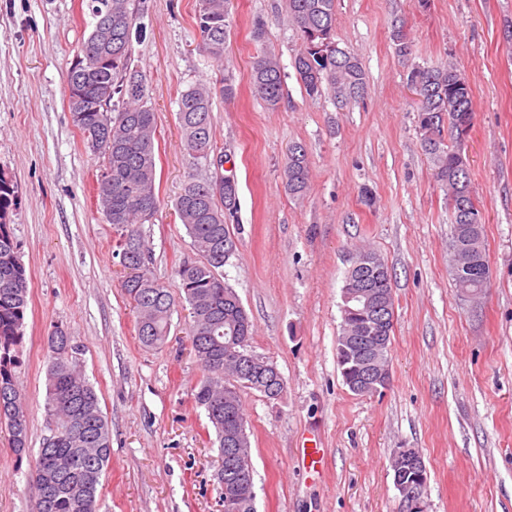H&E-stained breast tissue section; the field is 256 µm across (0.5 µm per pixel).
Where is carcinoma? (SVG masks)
Here are the masks:
<instances>
[{
  "instance_id": "carcinoma-1",
  "label": "carcinoma",
  "mask_w": 512,
  "mask_h": 512,
  "mask_svg": "<svg viewBox=\"0 0 512 512\" xmlns=\"http://www.w3.org/2000/svg\"><path fill=\"white\" fill-rule=\"evenodd\" d=\"M133 0H89L91 28L80 53L95 63L68 72V110L83 144L103 158L97 180V204L116 232L118 253L145 274L123 279V288L136 315L141 344L160 348L169 337L175 299L152 276L151 256L140 225L151 220L159 204L156 193L155 112L146 77L132 68L131 44L137 16ZM303 49L293 61L297 79L310 96L328 90L338 108L358 101L365 93V73L357 54L336 41V0H288ZM233 0H199L196 28L208 56L223 71L224 47ZM396 56L409 62L411 40L405 26L392 30ZM452 63L408 68L407 85L415 92L417 125L425 153L438 184L468 208L470 221L451 211L449 251L457 291L477 296L489 287L491 270L483 248L485 218L475 206L468 170L456 166L462 151L457 123L474 119L470 85L457 83ZM283 68L272 52L262 50L251 62L254 95L270 109L283 98ZM213 89L198 83L180 93L177 120L186 151L194 156L216 149L212 133ZM285 188L291 195L306 193L311 167L302 144L288 147ZM18 205L17 185L0 169V425L9 432L17 455L28 448L24 398L15 382L20 367L27 311L28 280L19 260L18 243L10 229V215ZM237 184L192 180L175 201V211L191 239L193 256L177 269L181 301L190 307L189 341L206 377L195 386L193 399L204 408L215 428L221 464L231 472L224 480V512H256L255 499L240 489L232 455L252 453L250 442L225 447L238 424L246 423L240 390L228 388L234 368L224 364V342L232 336L252 339L249 316L236 292L224 283V240L235 243L229 224L236 217ZM375 265L365 270L369 280L385 281L388 265L372 251H360ZM51 355L45 373V413L48 435L33 467V481L46 482L33 512H99L98 489L111 456L108 422L95 387L82 370L78 347L57 327L47 338Z\"/></svg>"
}]
</instances>
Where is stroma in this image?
<instances>
[{
	"label": "stroma",
	"instance_id": "35a3bbf8",
	"mask_svg": "<svg viewBox=\"0 0 512 512\" xmlns=\"http://www.w3.org/2000/svg\"><path fill=\"white\" fill-rule=\"evenodd\" d=\"M136 5L132 65L156 114L160 201L141 231L153 276L172 296L181 293L175 270L192 253L174 211L184 184L215 179L224 160L238 181L237 248L224 281L252 321L254 352L284 379L278 399L241 394L257 512H399L389 465L397 448L424 460L426 512H512V42L503 37L512 0H430L424 9L416 0H337L336 38L367 81L364 99L341 110L329 94L306 95L296 77L303 42L288 0H234L221 71L198 46V0ZM90 22L87 0H0V168L18 187L10 228L29 287L16 371L29 452L16 457L0 431V512H32L55 326L80 346L109 426L99 512H222L218 442L193 400L204 372L188 345L189 307L175 305L163 347L141 345L115 232L96 206L100 161L68 112L66 76ZM401 24L413 63L454 61L472 89L463 151L492 272L477 301L452 280L448 202L390 40ZM265 48L286 74L274 110L251 89V61ZM224 73L235 93L213 97L217 149L191 155L179 95ZM294 142L312 169L301 196L283 183ZM362 245L388 264L395 300L390 382L367 396L349 391L336 359L341 288ZM311 446L324 450L316 470L302 464Z\"/></svg>",
	"mask_w": 512,
	"mask_h": 512
}]
</instances>
